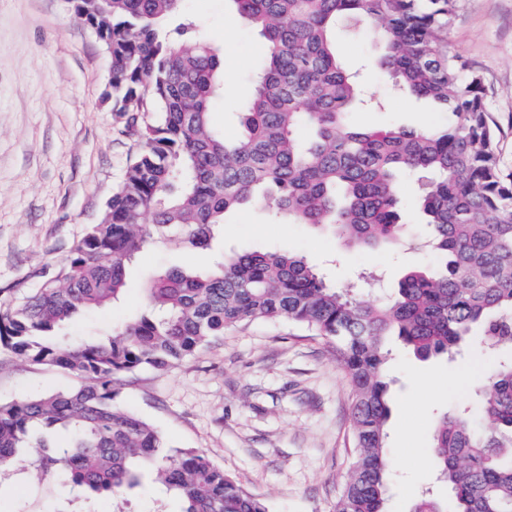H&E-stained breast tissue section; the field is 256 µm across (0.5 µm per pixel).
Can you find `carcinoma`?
Segmentation results:
<instances>
[{
  "label": "carcinoma",
  "mask_w": 512,
  "mask_h": 512,
  "mask_svg": "<svg viewBox=\"0 0 512 512\" xmlns=\"http://www.w3.org/2000/svg\"><path fill=\"white\" fill-rule=\"evenodd\" d=\"M182 0H73L104 45L118 112H151L136 161L102 214L35 294L0 298V342L25 363L68 370L72 390L0 402V468L18 449H44L33 468L78 494L122 495L150 474L183 512H266L204 454L168 449L162 436L114 404L119 377L165 369L242 322L285 318L332 344L351 384L353 459L334 512H386L391 416L388 336L416 358L459 351L474 335L512 349V174L500 165V129L482 76L447 47L459 0H234L267 42L251 95L226 137L210 103L224 93L222 57L183 20ZM384 47L380 66L405 91L447 112L443 128H360L355 76L336 58L342 19L362 18ZM419 182L426 235L439 258L413 269L387 302H360L294 252L224 255L202 272L169 269L148 288L150 308L112 336L65 346L52 332L81 311L119 299L126 265L167 241L212 249L219 226L247 206L272 224L328 230L355 249L412 243L401 182ZM486 430L470 412L439 415L436 472L456 512H512V357L479 387Z\"/></svg>",
  "instance_id": "1"
}]
</instances>
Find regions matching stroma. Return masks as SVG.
<instances>
[{
	"instance_id": "stroma-1",
	"label": "stroma",
	"mask_w": 512,
	"mask_h": 512,
	"mask_svg": "<svg viewBox=\"0 0 512 512\" xmlns=\"http://www.w3.org/2000/svg\"><path fill=\"white\" fill-rule=\"evenodd\" d=\"M201 35L220 49L230 80L211 105V122L226 136L237 132L236 114L251 92V75L265 40L232 0H183ZM336 55L347 70L379 60L382 45L371 32L341 26ZM449 49L478 71L497 121L500 159L512 172V0H461L448 31ZM110 60L95 34L75 19L66 0H0V289L25 295L65 259L90 225L98 223L141 142L128 116L108 97ZM363 90L379 107L354 113L361 126L443 124L445 113L402 90L386 73L366 75ZM296 251L336 287L361 300H385L411 267H434L424 249L384 248L371 253L341 249L330 236L304 224L269 223L262 208L230 218L214 250L195 254L173 243L140 253L127 268L117 303L83 313L59 331L72 344L120 329L148 307L145 288L157 271L201 268L220 252ZM383 280L361 288L364 266ZM470 354L455 361L417 360L391 343L392 415L387 512H410L433 490L443 512L455 500L438 487L431 462L440 411L473 404L471 387H450L468 374L472 384L486 366ZM81 377L49 365L16 362L0 344V401L79 387ZM115 404L136 414L174 450L195 449L223 468L268 512H333L352 453L350 387L327 341L281 319L255 321L225 331L222 339L173 367H150L120 378ZM36 448L22 449L0 471V512H179L180 501L153 478L117 499L86 498L53 475L34 479Z\"/></svg>"
}]
</instances>
